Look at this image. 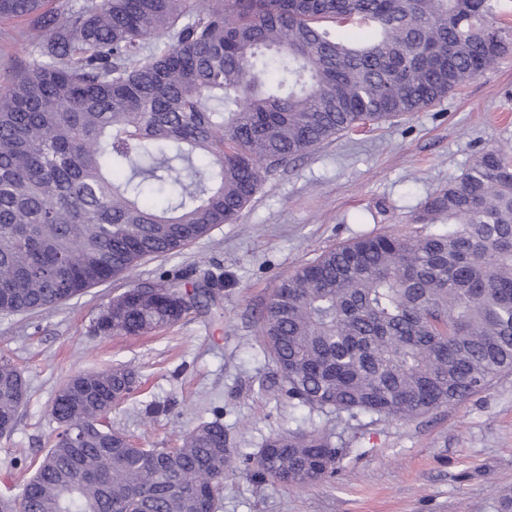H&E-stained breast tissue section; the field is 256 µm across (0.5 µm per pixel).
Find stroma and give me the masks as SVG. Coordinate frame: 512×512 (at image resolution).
<instances>
[{"label":"stroma","mask_w":512,"mask_h":512,"mask_svg":"<svg viewBox=\"0 0 512 512\" xmlns=\"http://www.w3.org/2000/svg\"><path fill=\"white\" fill-rule=\"evenodd\" d=\"M23 21H0V78L27 55ZM512 146V53L421 112L323 142L269 170L239 220L179 254L142 263L137 282L207 289L200 308L139 337L95 334L126 281L58 307L0 315V357L19 368L28 400L0 437V492L22 484L51 447L50 406L73 374L124 364L139 389L111 421L139 446L175 448L182 432L221 419L232 453L273 434L320 428L340 450L333 478L305 487L224 478L219 512H497L512 494V373L464 401L408 421L337 418L298 406L274 384L259 315L280 281L324 250L364 235H410V219L484 148ZM162 413L146 417L147 405Z\"/></svg>","instance_id":"35a3bbf8"}]
</instances>
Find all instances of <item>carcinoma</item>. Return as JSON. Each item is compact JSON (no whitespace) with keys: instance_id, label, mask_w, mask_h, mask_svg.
<instances>
[{"instance_id":"1","label":"carcinoma","mask_w":512,"mask_h":512,"mask_svg":"<svg viewBox=\"0 0 512 512\" xmlns=\"http://www.w3.org/2000/svg\"><path fill=\"white\" fill-rule=\"evenodd\" d=\"M490 13L491 0H0L32 46L0 83V313L126 280L235 223L267 170L441 101L512 46ZM344 24L372 40L344 41ZM413 223L424 232L324 251L262 310L261 341L299 406L406 421L512 372V161L478 152ZM204 294L131 285L97 332H155ZM137 386L129 367L71 376L51 406L55 443L0 512H218L224 424L202 421L174 449L135 446L110 415ZM26 399L1 357L0 425L13 430ZM338 457L314 428L239 463L304 487Z\"/></svg>"}]
</instances>
